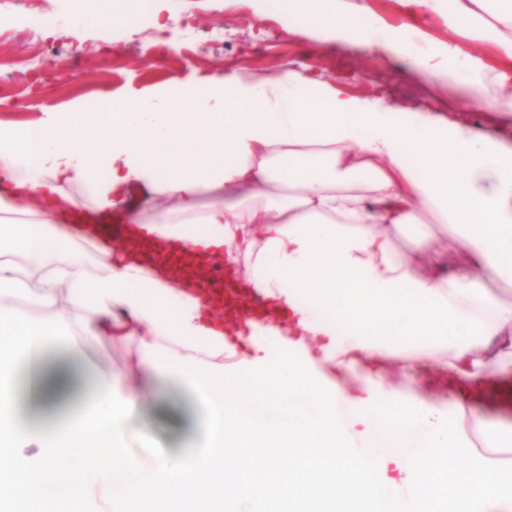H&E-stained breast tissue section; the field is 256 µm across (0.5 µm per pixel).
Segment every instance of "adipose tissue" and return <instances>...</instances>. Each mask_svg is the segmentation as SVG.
<instances>
[{
    "label": "adipose tissue",
    "instance_id": "adipose-tissue-1",
    "mask_svg": "<svg viewBox=\"0 0 512 512\" xmlns=\"http://www.w3.org/2000/svg\"><path fill=\"white\" fill-rule=\"evenodd\" d=\"M447 10L449 28L512 58V0H415ZM325 40L414 54L425 70L456 60L489 82L460 48L421 51L420 32L398 34L336 0H289ZM120 133L80 106L44 108L38 122L0 131V507L6 512H512V472L488 462L449 468L459 432L456 392L444 405L410 392L376 398L371 383L347 396V376L416 346L448 350L435 378L477 381L481 346L512 360V305L486 289L512 279V148L468 125L398 112L342 86L284 70L242 81L216 71L137 95ZM95 130L102 149L82 132ZM82 196H75L74 188ZM173 205L151 219L124 209L155 263L114 247L94 221L129 190ZM463 241L467 269H401L390 249L407 232L415 250L429 233L420 210ZM90 247L96 262L81 253ZM244 261L251 289L277 302L289 332L254 341L228 369L226 329L178 275L186 257ZM36 277L20 313L16 258ZM68 304L59 307L60 291ZM302 293L308 304L294 300ZM345 326L336 334L329 324ZM130 340L158 381L201 402L205 437L180 458L144 465L125 452L126 417L138 400L120 377H101L62 355V337ZM318 339L309 349L306 338ZM337 362L341 377L310 364ZM37 448L35 457L19 451ZM294 452L292 468L277 457ZM354 465H347L346 454Z\"/></svg>",
    "mask_w": 512,
    "mask_h": 512
}]
</instances>
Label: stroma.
I'll return each instance as SVG.
<instances>
[{"mask_svg":"<svg viewBox=\"0 0 512 512\" xmlns=\"http://www.w3.org/2000/svg\"><path fill=\"white\" fill-rule=\"evenodd\" d=\"M167 4L163 14L167 29L161 33L147 21L129 26L123 15L114 18L108 29L77 25L66 19L67 0H40V8L64 21L53 36L61 47L62 64L77 65L81 71L74 78L67 72L56 75L36 56L38 39L26 26L24 0H0V83L14 94L12 102L0 105V126L36 122L45 106L64 109L82 101L95 109L104 96L128 99L195 74L221 70L251 79L274 77L292 68L345 84L362 99L380 98L396 109L465 119L476 133L512 145V110L505 106L506 92L512 90V59L474 40L467 26L449 31L442 13L405 0H342L343 7L371 10L392 28L420 30L426 48L435 53L456 44L480 57L491 73L504 75L503 86L490 87L483 106L473 104L470 86L451 82L442 74L424 73L408 55L318 41L304 35L301 21L293 31H286L281 13L268 8L255 13L251 0H167ZM421 220L431 233L425 255H418L403 234L391 239V248L404 266L419 267L424 259L461 261L464 249L449 241L446 227L426 211ZM67 344L90 369L124 377L138 388L140 403L124 435L128 452L145 462L161 453L175 458L198 437L201 406L197 399L181 386L151 382L146 366H131L134 347L130 342L78 336ZM417 365V360L400 359L374 379L390 393L404 390L431 403L446 402V394L432 388ZM460 421L462 436L456 453L460 464L480 466L493 460L512 469V447L501 443L503 433L512 428V416H488L479 427L464 408Z\"/></svg>","mask_w":512,"mask_h":512,"instance_id":"1","label":"stroma"}]
</instances>
